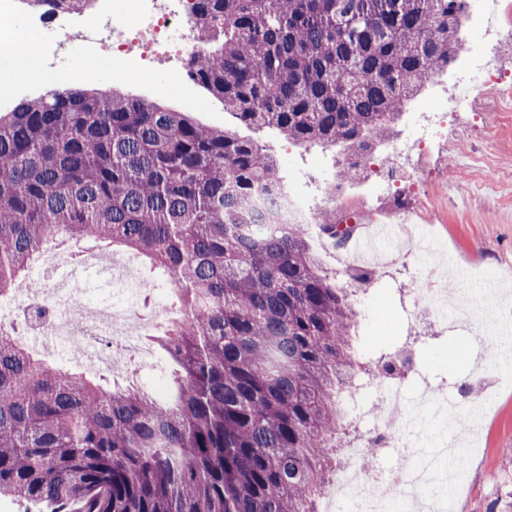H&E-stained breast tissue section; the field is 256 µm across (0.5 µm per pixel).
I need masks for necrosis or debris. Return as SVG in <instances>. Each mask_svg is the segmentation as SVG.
I'll list each match as a JSON object with an SVG mask.
<instances>
[{
	"label": "necrosis or debris",
	"mask_w": 512,
	"mask_h": 512,
	"mask_svg": "<svg viewBox=\"0 0 512 512\" xmlns=\"http://www.w3.org/2000/svg\"><path fill=\"white\" fill-rule=\"evenodd\" d=\"M133 2L131 11H99L76 28L71 27L67 13L51 17L39 12L27 14L30 44L44 71L57 80H67L71 69L67 48L78 40L86 45L89 56H111L115 74L162 66L175 79H184L185 62L197 46L194 0ZM463 21L477 23L481 34L490 36L501 28H512V9L507 0H470ZM496 83L488 61L482 54H474L448 100L449 108L469 103ZM259 206L279 224H299L307 229L317 221V207L289 185L279 194L261 197ZM371 222L391 225L393 234H406L405 256L416 255L422 263L459 270L453 279L434 280L425 287L408 289L412 320L426 316L445 324L459 320L461 312L469 311L473 314V332L478 336L491 333L492 320L512 322V296L506 294L497 299L486 315L481 313V300L473 291V280L496 283L499 270L484 269L475 276L461 270L460 257L440 239L430 236L432 221L424 214L359 209L350 214L354 233H362ZM111 284L106 292L90 281L75 288L78 300L69 313L62 311L50 291H26L21 314L30 320L29 335L57 337L87 353L92 364L112 366L121 353L137 348L140 336L148 332V323L130 296L131 288L139 284L135 267L127 264L117 268ZM401 378L397 371L371 383L383 414L377 425L345 448L347 463L337 473L331 490L323 495L324 512H447L450 486L464 485L462 449L455 442L426 448L431 432L422 420L410 414L411 402ZM387 447L401 449V464L385 474L381 484L366 482L364 473L378 468L377 454Z\"/></svg>",
	"instance_id": "1"
}]
</instances>
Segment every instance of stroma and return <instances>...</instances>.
Returning a JSON list of instances; mask_svg holds the SVG:
<instances>
[{
    "instance_id": "stroma-1",
    "label": "stroma",
    "mask_w": 512,
    "mask_h": 512,
    "mask_svg": "<svg viewBox=\"0 0 512 512\" xmlns=\"http://www.w3.org/2000/svg\"><path fill=\"white\" fill-rule=\"evenodd\" d=\"M73 67L90 64L84 87L100 91L119 90L125 95L153 100L174 112L189 113L197 123L211 128H229L252 139L277 161L280 173L293 182L302 196L317 201L337 173L339 150L294 145L272 128L248 127L224 109L223 102L201 85L175 82L161 67L116 77L110 58L85 62L80 42H73ZM447 75L434 77L409 101L398 119L391 147L428 138L421 162L426 173L422 190H415L407 176L385 183L367 175L350 181L352 206L389 210L396 197L415 195L436 199L439 220L433 231L472 268L498 267L503 271L502 291L512 290V96L482 98L473 108L450 113L437 131H430L421 115L423 108L443 97ZM85 258L103 256V249L66 241L46 265L35 267L30 279L37 286L53 289L61 273L72 268V251ZM432 268H407L376 274L354 296L355 305L370 308V324H357L352 332L357 377H366L378 360L408 349L416 370L405 377L409 394L426 389L456 394L458 378L476 373L481 387L494 391L491 409L476 428L466 431L452 426L451 436L471 449L466 489L450 498L449 512H512V466L501 459L512 448V383L501 381L504 367L496 343L469 335L466 329L413 322L405 308L404 290L413 282L430 279ZM458 350L449 359L450 350ZM171 366L160 350H152L148 362L125 359L113 378L119 383L152 391L156 382L167 380Z\"/></svg>"
}]
</instances>
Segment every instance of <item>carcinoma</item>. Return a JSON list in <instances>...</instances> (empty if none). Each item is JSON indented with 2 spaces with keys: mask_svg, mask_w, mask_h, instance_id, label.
<instances>
[{
  "mask_svg": "<svg viewBox=\"0 0 512 512\" xmlns=\"http://www.w3.org/2000/svg\"><path fill=\"white\" fill-rule=\"evenodd\" d=\"M81 13L92 0H20ZM191 81L246 126L351 155L458 59L467 0H195ZM284 180L256 142L118 91L61 87L0 115V299L58 237L134 251L181 315L151 342L156 400L36 358L0 334V497L51 512H312L345 436L357 313L299 224H258ZM341 240L336 220L318 214Z\"/></svg>",
  "mask_w": 512,
  "mask_h": 512,
  "instance_id": "carcinoma-1",
  "label": "carcinoma"
}]
</instances>
